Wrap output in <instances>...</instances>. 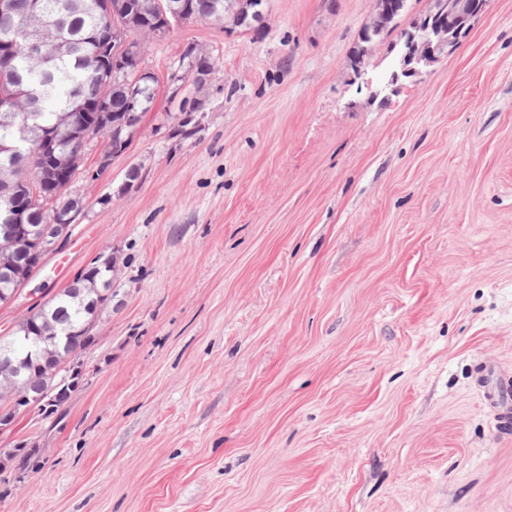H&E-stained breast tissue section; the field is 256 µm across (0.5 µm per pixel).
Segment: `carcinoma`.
<instances>
[{
  "instance_id": "cac0c4a2",
  "label": "carcinoma",
  "mask_w": 512,
  "mask_h": 512,
  "mask_svg": "<svg viewBox=\"0 0 512 512\" xmlns=\"http://www.w3.org/2000/svg\"><path fill=\"white\" fill-rule=\"evenodd\" d=\"M191 6L197 19L222 22L231 18L227 0H171ZM11 10L0 13V39L12 31L20 20L41 32L45 47L57 53L56 66L51 74H44L40 60L31 57L26 49L15 46L14 77L0 76V91L14 86L19 90L33 89L37 93L28 107L15 113L7 123L0 121V143L8 141L16 146V153H0V193L25 187L37 190L36 204L30 211V225L36 229L51 219V213L78 214L74 201L56 183H37L38 163L76 175L84 166L81 141L69 136V130L98 120L94 105L102 101L122 120V135L132 137L138 131L144 114L152 109L157 94L158 80L142 83L138 87V104L131 105L129 88L106 83L101 73L108 65L107 44L111 35L106 20L98 10L99 0H40L42 10H33L34 0H10ZM126 19V32L139 40L148 31L161 25L157 12L158 0H122ZM53 126L61 136L56 153L36 161L37 143L43 128ZM36 243L21 238L10 259V266L0 269V290L17 297L29 280L40 270L33 257ZM112 288L109 270L98 262L81 269L72 281L55 293L36 311L19 320L5 336L0 346L12 336L44 321L58 323L71 335L60 345L62 357L72 362L95 342V330L106 309L104 293ZM65 396L42 407L28 408L22 403L6 409L0 405V416L16 419L29 413L37 414L39 421L59 422L64 416ZM35 449L26 447L22 440L0 454L11 460L19 459L26 467Z\"/></svg>"
}]
</instances>
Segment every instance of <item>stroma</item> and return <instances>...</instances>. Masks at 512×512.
<instances>
[{
    "label": "stroma",
    "mask_w": 512,
    "mask_h": 512,
    "mask_svg": "<svg viewBox=\"0 0 512 512\" xmlns=\"http://www.w3.org/2000/svg\"><path fill=\"white\" fill-rule=\"evenodd\" d=\"M265 10L148 40L156 102L106 169L86 146L68 266L0 307L124 261L64 425L0 435L37 447L0 512H512V0L374 99V0ZM191 46L212 74L170 83ZM374 2V14L363 29V41L367 43V46L356 63V73L359 77L365 75V71L361 70L360 65L362 64L363 57L367 54H371L375 48V37L379 35V28L382 20L400 5L399 2H396L395 0H375Z\"/></svg>",
    "instance_id": "obj_1"
}]
</instances>
